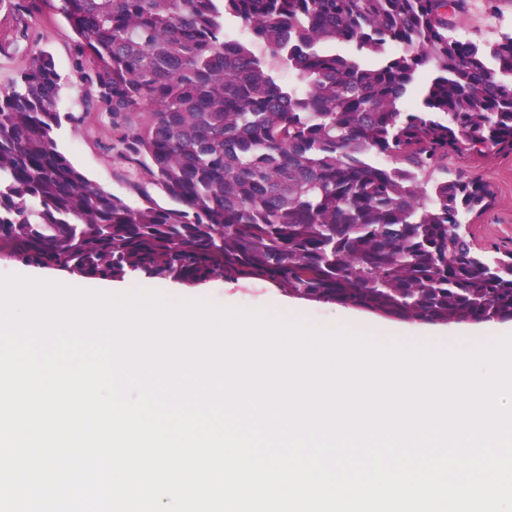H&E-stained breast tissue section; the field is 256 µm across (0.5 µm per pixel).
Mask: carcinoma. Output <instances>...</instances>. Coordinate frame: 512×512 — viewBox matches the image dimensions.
<instances>
[{
  "label": "carcinoma",
  "instance_id": "carcinoma-1",
  "mask_svg": "<svg viewBox=\"0 0 512 512\" xmlns=\"http://www.w3.org/2000/svg\"><path fill=\"white\" fill-rule=\"evenodd\" d=\"M464 6L58 0L87 105L58 110L43 50L0 88V255L112 280L268 279L406 322L512 319V250L479 251L463 229L493 193L448 170L452 154L512 152V31L455 35ZM35 9L0 0L3 56ZM93 112L141 205L59 149L62 121Z\"/></svg>",
  "mask_w": 512,
  "mask_h": 512
}]
</instances>
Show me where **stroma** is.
<instances>
[{"mask_svg": "<svg viewBox=\"0 0 512 512\" xmlns=\"http://www.w3.org/2000/svg\"><path fill=\"white\" fill-rule=\"evenodd\" d=\"M468 8L459 21L461 35L473 39H490L497 33L512 29V0H499L496 8H489L486 0H467ZM57 0H41L39 13L42 22L30 30L36 47L50 52L56 69L65 85L61 91L59 109L80 112L84 109L85 92L72 78L71 57L75 36L56 10ZM110 134L97 117H90L80 128L65 123L57 130L59 148L70 156L74 164L93 182L105 190L126 196L131 205H138L137 196L129 194L115 173L120 168L118 158L103 150ZM449 170H464L487 183L494 192L491 206L475 217L468 231L479 249L500 247L512 249V153L489 152L474 160L456 157L449 161ZM130 289L154 291L173 299L190 297L208 300L216 305L228 304L237 308L262 310L281 318H292L317 326H331L336 322L334 307L324 303L289 295L283 288L267 279H251L241 288L227 289L223 278L208 280L206 286L188 285L169 279L138 276L128 282ZM348 316L382 331L412 335L419 340L449 345L454 331L447 324L409 323L378 314L350 309Z\"/></svg>", "mask_w": 512, "mask_h": 512, "instance_id": "stroma-1", "label": "stroma"}]
</instances>
